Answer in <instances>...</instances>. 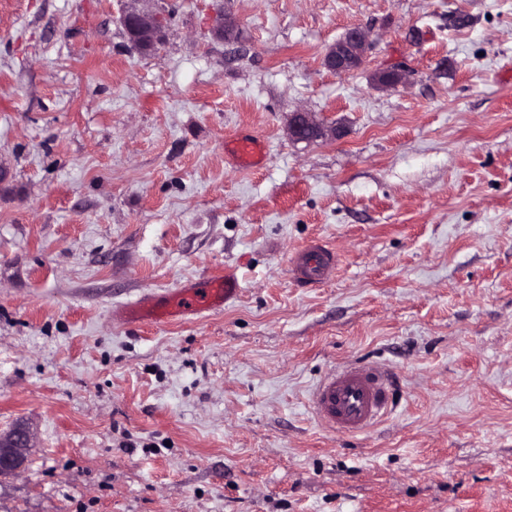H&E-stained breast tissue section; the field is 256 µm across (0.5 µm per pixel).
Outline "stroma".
Instances as JSON below:
<instances>
[{"instance_id": "obj_1", "label": "stroma", "mask_w": 512, "mask_h": 512, "mask_svg": "<svg viewBox=\"0 0 512 512\" xmlns=\"http://www.w3.org/2000/svg\"><path fill=\"white\" fill-rule=\"evenodd\" d=\"M123 7L0 0V435H34L0 512H512V0H154L152 56ZM227 272L221 311L117 315ZM354 363L395 408L339 435L309 394ZM154 0H122L121 23L130 43L143 55H152L164 41L166 18L161 12L140 6ZM238 29L236 19L222 8L217 13L211 32L215 39L227 43ZM371 42L368 31L362 27L350 28L324 56V66L338 75L358 70L368 57ZM289 138L295 143H311L327 137H336V128L317 121L310 112L291 113L288 127ZM227 153L241 168L257 166L264 153L263 143L255 136H241L225 146ZM336 265L334 252L316 242L299 251L292 259L291 272L304 284H318L332 274Z\"/></svg>"}]
</instances>
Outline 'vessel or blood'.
<instances>
[{"label":"vessel or blood","mask_w":512,"mask_h":512,"mask_svg":"<svg viewBox=\"0 0 512 512\" xmlns=\"http://www.w3.org/2000/svg\"><path fill=\"white\" fill-rule=\"evenodd\" d=\"M227 153L242 168L258 165L263 143L247 135L234 139ZM336 265L334 252L321 243L299 251L292 260L294 278L304 284H317L329 278ZM233 276L209 280L206 287L182 289L159 303L138 302L129 307L134 317L169 319L186 313L223 307L238 292ZM394 405L388 373L374 364H352L332 371L312 390L310 408L327 428L344 435H357L381 422Z\"/></svg>","instance_id":"b4317fda"}]
</instances>
